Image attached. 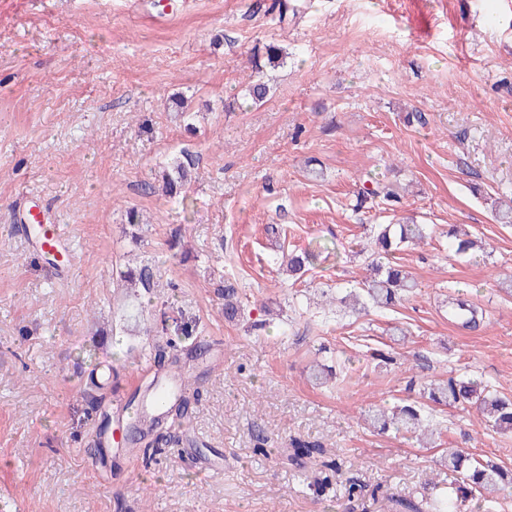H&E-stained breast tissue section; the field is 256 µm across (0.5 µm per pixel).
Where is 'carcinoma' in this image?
Listing matches in <instances>:
<instances>
[{
	"mask_svg": "<svg viewBox=\"0 0 512 512\" xmlns=\"http://www.w3.org/2000/svg\"><path fill=\"white\" fill-rule=\"evenodd\" d=\"M255 67L259 76L251 85L249 95L253 100L260 102L266 98L269 88L260 76L263 65L257 62ZM195 166V158L187 152L171 162L168 171L164 174V183L169 189L170 197H176L192 180ZM432 233V225L417 224L412 220L396 224L374 225L373 241L376 251L372 253L370 275L357 286L344 289V295L339 297L340 303L349 308L353 314L366 313L372 309L394 306L404 296L414 292L417 282L395 262V253L401 246L415 245L431 237ZM474 245L475 242L472 239L464 238L452 231L448 232L449 251L457 255L465 254L473 249ZM283 258L287 260L288 272L300 279L306 274L316 255L305 250L300 254L294 252L285 254ZM120 278L147 293L152 291L153 272L152 268L146 264L120 272ZM223 297L226 320L234 321L244 315L237 288L232 285L224 286ZM451 314L465 328L473 327L479 322L476 310L463 301H458L452 306ZM173 323L175 326L172 330L166 324L162 326L161 335L153 339V348L161 358L164 357L166 350L175 351L170 361L171 376L175 379L182 377V366L178 356L181 337L189 336L191 332H189V326L178 324V320H173ZM158 386L157 382L150 384L144 395L134 394L127 405L126 431L131 444L139 443L159 424L157 419L146 421L145 415V408L150 404ZM428 399L438 405L460 407L464 410L474 407L480 413L481 424L486 427L512 428V399L497 395L480 381L450 376L436 386L428 387ZM426 408L427 405L423 403L418 405L412 402L399 406L391 412L381 408L373 409L370 411V417L374 427L382 432L393 427L399 432L412 435L419 441H426L441 433L439 423L433 420L432 413L426 412ZM448 469L462 475V481L466 484L464 495L460 499L454 500L445 496L425 503L402 500L398 502L402 512H461L463 503L470 496L480 499V508L483 512H498L497 501L493 500V495L499 484L505 480V474L500 467L457 449L448 453ZM338 478L339 467L332 461L314 477L313 486L317 493L324 495L333 490Z\"/></svg>",
	"mask_w": 512,
	"mask_h": 512,
	"instance_id": "cac0c4a2",
	"label": "carcinoma"
}]
</instances>
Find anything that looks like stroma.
Returning <instances> with one entry per match:
<instances>
[{
	"label": "stroma",
	"instance_id": "obj_1",
	"mask_svg": "<svg viewBox=\"0 0 512 512\" xmlns=\"http://www.w3.org/2000/svg\"><path fill=\"white\" fill-rule=\"evenodd\" d=\"M152 2L0 0V512H394L443 488L448 449L512 468V431L476 414L439 411L435 448L365 417L452 372L512 394V225L495 213L512 200V0H289L284 15L273 0H192L165 24ZM269 43L288 58L255 105ZM183 149L197 177L178 200L159 185ZM378 183L396 201L358 206ZM32 203L64 229L56 256L21 220ZM403 218L440 229L397 255L415 292L331 313L326 294L366 274L372 225ZM453 224L487 252L449 253ZM285 249L318 250L305 280ZM130 260L156 272L145 316L112 275ZM228 283L245 307L233 322ZM460 295L483 310L478 328L449 322ZM170 308L208 349L190 415L158 429L179 443L118 451L113 394L164 376L144 330ZM98 362L117 385L96 401L81 390ZM320 365L335 379L316 384ZM296 439L325 456L293 463ZM326 459L364 495H317Z\"/></svg>",
	"mask_w": 512,
	"mask_h": 512
}]
</instances>
